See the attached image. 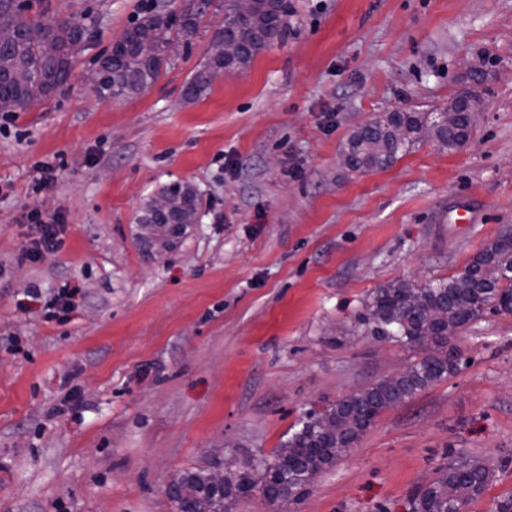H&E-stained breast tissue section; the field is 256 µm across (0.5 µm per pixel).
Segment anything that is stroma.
Returning a JSON list of instances; mask_svg holds the SVG:
<instances>
[{"mask_svg":"<svg viewBox=\"0 0 512 512\" xmlns=\"http://www.w3.org/2000/svg\"><path fill=\"white\" fill-rule=\"evenodd\" d=\"M92 27L70 82L0 133V512H176L168 486L230 457L263 469L310 413L404 371L420 347L371 335L379 288L459 273L512 226V0H292L285 43L182 86L213 36L149 90L100 100L98 56L144 10L184 0H27ZM481 99L469 139H421L384 170L342 167L382 112ZM51 163L52 188L31 167ZM183 181L196 223L170 250L135 218ZM63 225L21 260L26 215ZM69 290L63 312L46 298ZM458 370L382 411L296 501L229 512H412L436 472L493 474L466 512L512 498V314L451 338ZM79 405L59 412L69 388Z\"/></svg>","mask_w":512,"mask_h":512,"instance_id":"35a3bbf8","label":"stroma"}]
</instances>
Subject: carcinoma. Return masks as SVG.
<instances>
[{"label":"carcinoma","instance_id":"1","mask_svg":"<svg viewBox=\"0 0 512 512\" xmlns=\"http://www.w3.org/2000/svg\"><path fill=\"white\" fill-rule=\"evenodd\" d=\"M224 9L227 33L242 44L241 52L224 59L211 53L183 86L188 99L198 97L213 80L226 71L246 67L264 50L288 37L289 0H252L249 14L239 13L236 0H189L179 12L154 9L137 18L116 39L123 61L114 67L105 58L97 61L90 83L100 99L128 97L149 90L160 79L170 57L192 52L200 23L210 9ZM27 7L15 0H0V112L24 108L32 99H47L61 86L60 79L71 73L75 59L61 52L45 59L42 46L48 42L65 47L77 35L89 34L85 18L68 14L43 23L26 15ZM478 102L472 90L459 92L448 103L458 110L455 128H448L435 112H383L358 127L350 136L346 153L356 170L383 169L398 155L427 136L446 149H455L468 138L471 121L467 107ZM179 224H192L198 212L196 189L182 182L170 183L159 191ZM140 238L151 234L159 223L150 202L136 216ZM512 229L503 231L459 273L434 279L423 286L408 282L379 289L364 316L373 335L389 337L409 345H432L429 352L408 367L399 380H383L366 390L342 399L328 412L303 422L288 440L293 453L276 454L275 463L265 466L268 494L273 502L301 496L305 474L323 470L351 447L385 409L414 397L426 386L440 381L458 368V351L448 346V324L462 329L487 308L512 313ZM331 420L323 432L321 421ZM486 468L478 464L452 465L438 472L434 485L419 494L418 512H455L487 486ZM208 471H188L181 481L199 488V495L183 500L172 494L178 512H224V502L247 497L257 487L254 470L246 464L231 473L224 490L207 486Z\"/></svg>","mask_w":512,"mask_h":512}]
</instances>
